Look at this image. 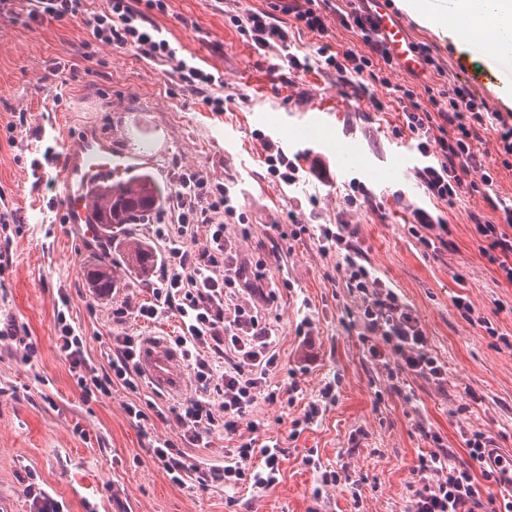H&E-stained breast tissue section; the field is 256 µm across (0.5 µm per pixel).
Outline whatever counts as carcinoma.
Segmentation results:
<instances>
[{
  "label": "carcinoma",
  "instance_id": "1",
  "mask_svg": "<svg viewBox=\"0 0 512 512\" xmlns=\"http://www.w3.org/2000/svg\"><path fill=\"white\" fill-rule=\"evenodd\" d=\"M162 197L160 185L149 174L137 175L124 182H115L92 197L104 223L99 228L109 237L125 234L128 256L143 270L154 263L155 252L138 238L126 234V225L136 224L152 213ZM92 287L101 297L112 295V263L103 260L88 272Z\"/></svg>",
  "mask_w": 512,
  "mask_h": 512
}]
</instances>
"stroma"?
<instances>
[{
	"mask_svg": "<svg viewBox=\"0 0 512 512\" xmlns=\"http://www.w3.org/2000/svg\"><path fill=\"white\" fill-rule=\"evenodd\" d=\"M150 11L152 22L198 66L219 76L224 109L210 111L207 91L181 87L175 62H152L93 40L78 23H36L32 0H12L0 13V199L16 223H0V250L11 254L0 272V319L24 325L37 348L24 360L22 348L0 343V512H31L26 480L62 501L67 512H405L407 483L418 454L429 442L416 430L424 421L441 431L458 460H466L465 436L472 430L493 437L501 456L512 455V286L481 253L471 220L484 210L479 195H463L447 213L452 243L438 255L424 254L410 233L411 211L429 199L413 177L417 153L391 133L394 109L378 111L368 97L348 96L335 72L289 74L284 53L259 54L236 32L229 17L275 0H165ZM410 42L428 44L440 66L472 84L486 62L450 29H433L393 4ZM25 113L14 132L6 126ZM111 138L117 151L137 148L148 157L146 173L160 184L159 208L133 225L158 257L169 251L157 225L172 223L169 202L181 172L228 184L251 226L242 238L236 224L225 231L234 253L265 260L277 289L273 305L261 306L278 341L280 368L274 384L299 381L304 397L292 407L258 402L250 416L262 420L260 440L287 448L281 477L261 493L235 495L223 486L179 487L153 457L149 438H175L176 428L153 419L133 422L124 405L134 398L168 401V394L141 383L138 393L115 387L84 402L69 363L55 345L54 311L69 301V316L85 339V355L104 364L117 336L178 335L177 317L151 321L112 318V307L152 301L159 278H142L122 263L112 268L111 296L94 298L87 280L90 263L108 256L105 238L85 240L69 232L55 208L56 162L85 130ZM262 131L287 153L309 149L330 169V178L300 180L287 187L268 179ZM356 158L336 162L340 140ZM403 166L396 180L376 172ZM362 182L380 210L347 203L351 181ZM318 195L311 205L310 195ZM296 217L302 224H347L357 236L366 266L419 316L429 343L444 362V386L405 376L402 392L391 387L384 368L368 355L356 333L342 325L356 300L336 269L309 239L287 243L274 225ZM470 303L465 319L456 300ZM311 318L312 332L297 327ZM496 335H488L484 322ZM336 400L298 438L291 422L328 381ZM316 451L322 466L346 470L359 483L313 499L317 474L304 464Z\"/></svg>",
	"mask_w": 512,
	"mask_h": 512,
	"instance_id": "obj_1",
	"label": "stroma"
}]
</instances>
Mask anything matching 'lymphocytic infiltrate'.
<instances>
[{"label": "lymphocytic infiltrate", "mask_w": 512, "mask_h": 512, "mask_svg": "<svg viewBox=\"0 0 512 512\" xmlns=\"http://www.w3.org/2000/svg\"><path fill=\"white\" fill-rule=\"evenodd\" d=\"M287 0L280 13L251 9L231 16L237 32L256 51L281 48L289 69L305 72L309 59L292 50V35H311L316 54L325 69L334 71L337 81L357 91L371 87L388 88L401 109L394 137H410L422 158L414 169L425 194L442 205L454 206L463 194H480L492 210L491 217L473 216L481 252L496 264L512 284V205H505L497 175L499 169L512 171V113L491 111L486 101L467 86L457 84L438 68L431 48L424 43L415 49L425 65L443 77L441 88L391 85L387 73L396 60L378 30L376 16L366 0ZM336 13L343 28L352 33L351 46L331 50L323 39L328 35L326 12ZM30 20L68 23L80 21L93 38L119 51L133 50L157 62L178 59V50L152 24L146 11L133 8L130 0H109L107 9L89 11L86 0H34ZM492 131L497 145L499 167L485 165L480 147L484 131ZM176 235L170 241L169 259L149 304L120 303L113 318L134 317L145 321L172 313L181 321V333L171 342L189 363L195 380L194 393L183 402L161 405L152 401L126 403L125 411L136 422L150 418L174 423L178 439L156 438L151 449L162 468L178 485L206 488L216 483L238 490L251 487L261 491L274 487L281 462L287 454L279 442L259 444L256 434L263 423L248 414L260 401L295 404L301 392L292 382L287 393L274 388L271 377L279 368L277 342L265 318L251 304L235 305L225 311L229 294L239 291L263 296L275 302L276 292H264L265 261L239 265L230 254L221 217L235 218L238 204L229 187L212 183L197 173L184 174L174 195ZM206 227V245L199 248L195 238ZM279 237L316 241L323 256L336 257L345 286L358 300L347 310L343 323L358 330L370 357L381 364L390 379L408 372L443 385L447 373L429 345L418 317L394 288L375 276L363 262L355 233L346 224L275 225ZM411 234L424 249L448 247V220L442 213L422 207L412 211ZM56 346L68 360L84 400L111 393L114 386L138 392L141 383L137 336L115 337L106 367H96L85 357L84 340L64 310L56 312ZM247 435H240V428ZM236 438V445L224 451L223 466L199 467L190 462L186 446L201 447L215 429ZM417 429L432 443L431 451L420 454L407 484V512H477L482 502H495V488L505 487L501 461L494 454L493 438L481 430L465 440L468 459L457 462L441 432L432 425Z\"/></svg>", "instance_id": "obj_1"}]
</instances>
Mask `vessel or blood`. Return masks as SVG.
I'll return each mask as SVG.
<instances>
[{
    "instance_id": "b4317fda",
    "label": "vessel or blood",
    "mask_w": 512,
    "mask_h": 512,
    "mask_svg": "<svg viewBox=\"0 0 512 512\" xmlns=\"http://www.w3.org/2000/svg\"><path fill=\"white\" fill-rule=\"evenodd\" d=\"M376 17L382 35L405 68L418 69L420 60L403 29L395 23L392 12L382 5ZM59 164L56 202L66 223L84 228L86 235H95L96 216L90 192L124 173L128 168L126 156L113 151L111 139L88 131L75 147L64 150ZM140 370L151 385L170 395H180L187 387L183 356L162 339L151 337L145 341Z\"/></svg>"
}]
</instances>
